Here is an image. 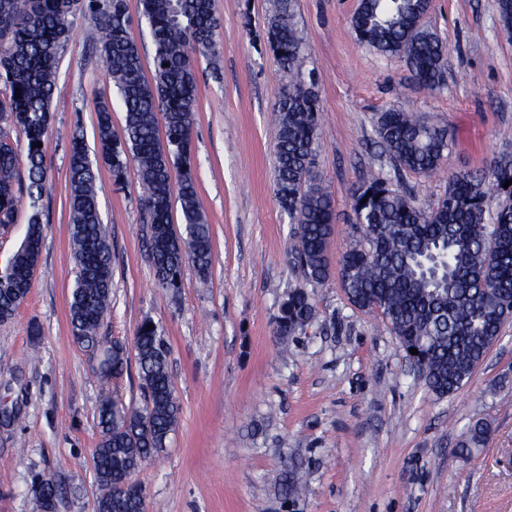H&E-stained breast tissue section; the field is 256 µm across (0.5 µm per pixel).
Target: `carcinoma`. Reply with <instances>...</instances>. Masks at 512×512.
I'll use <instances>...</instances> for the list:
<instances>
[{"label":"carcinoma","mask_w":512,"mask_h":512,"mask_svg":"<svg viewBox=\"0 0 512 512\" xmlns=\"http://www.w3.org/2000/svg\"><path fill=\"white\" fill-rule=\"evenodd\" d=\"M154 45V76L143 73L139 45L129 35L126 0H0V82L9 95L0 101V224L14 223L19 196L29 218L25 239L0 270V321L26 299L42 251V208L48 171L45 142L52 121L60 53L78 12L90 15L100 32L99 50L109 79L125 108L123 137L112 132L111 108L97 114L99 153L90 158L83 136L74 132L68 157V208L76 275L68 301L74 343L98 358L105 392L97 407L100 440L94 450L99 490L97 512H141L145 493L132 481L157 456L178 426L181 406L169 367L163 330L144 320L134 338L145 403L126 405L112 396V379L129 362L127 347L100 335L112 303V250L99 210L97 180L104 164L120 177L135 166L140 205L151 224L153 268L158 282L176 292L183 264L192 263L207 282L211 268L210 224L201 210L191 168V135L197 101L196 53L215 56L219 21L213 0H139ZM428 0H360L351 24L361 43L382 55L405 59L413 78L435 87L448 65L447 48L420 21ZM266 41L288 83L275 105L278 129L275 187L280 207L295 227L291 262L310 284L330 273L327 246L335 228L328 193L315 172L318 99L306 85V56L294 19V0H272ZM21 131L20 155L3 126ZM376 133L396 166L431 174L448 150L443 129L410 112L379 113ZM25 164L27 182L16 187ZM178 196L182 229L171 222ZM362 237L342 255L341 286L359 310L377 311L401 346L418 351L419 375L439 397L466 383L484 360L489 341L512 319V155L495 157L483 172L448 175V192L430 210L381 178L353 192ZM498 201L490 213L492 201ZM317 317L305 287L283 295L275 335L283 346ZM480 420L458 444L468 461L487 441ZM306 484V471L290 459L278 477L281 500L291 504Z\"/></svg>","instance_id":"obj_1"}]
</instances>
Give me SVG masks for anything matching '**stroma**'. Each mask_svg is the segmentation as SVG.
I'll return each mask as SVG.
<instances>
[{
	"instance_id": "1",
	"label": "stroma",
	"mask_w": 512,
	"mask_h": 512,
	"mask_svg": "<svg viewBox=\"0 0 512 512\" xmlns=\"http://www.w3.org/2000/svg\"><path fill=\"white\" fill-rule=\"evenodd\" d=\"M359 0H295V21L320 106L316 163L330 192L332 262L355 242L352 193L380 177L437 205L450 173L483 169L512 151V36L497 0H432L423 24L448 48L443 83L425 88L400 56L362 44L351 24ZM216 63L196 60L192 167L211 226V269L192 265L171 293L155 279L134 173L101 166L102 221L112 243V314L101 333L132 345L144 319L160 323L182 412L165 450L136 473L146 512H284L276 478L285 459L309 464L291 512H512V322L455 393L437 398L410 370L388 323L354 308L338 272L307 286L317 321L281 352L274 317L304 285L290 260L294 226L275 194L273 108L286 78L262 34L269 0H215ZM124 107L106 78L95 24L77 15L64 45L45 142L50 190L43 246L27 298L0 322V512H39L34 484L60 482L57 512H96L93 451L99 381L70 338L74 279L68 150L74 130L96 149V113ZM399 108L445 130L436 173L395 169L375 132ZM39 338H31V326ZM490 435L468 463L455 454L472 422Z\"/></svg>"
}]
</instances>
